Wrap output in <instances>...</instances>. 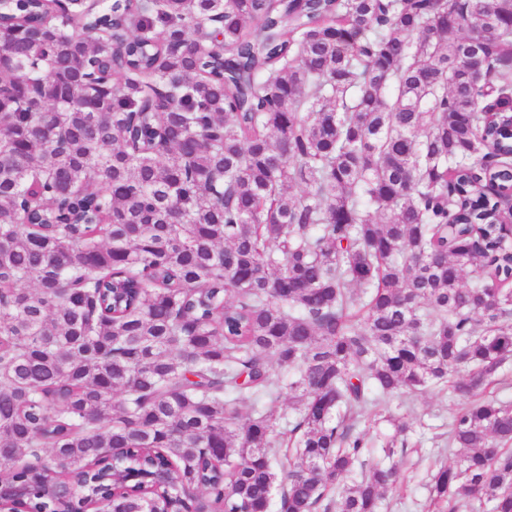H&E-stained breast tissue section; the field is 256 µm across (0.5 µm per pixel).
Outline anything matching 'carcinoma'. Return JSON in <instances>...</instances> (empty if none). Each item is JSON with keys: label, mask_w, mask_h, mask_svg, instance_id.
Segmentation results:
<instances>
[{"label": "carcinoma", "mask_w": 512, "mask_h": 512, "mask_svg": "<svg viewBox=\"0 0 512 512\" xmlns=\"http://www.w3.org/2000/svg\"><path fill=\"white\" fill-rule=\"evenodd\" d=\"M0 15V505L382 512L449 386L428 512H512V0Z\"/></svg>", "instance_id": "cac0c4a2"}]
</instances>
